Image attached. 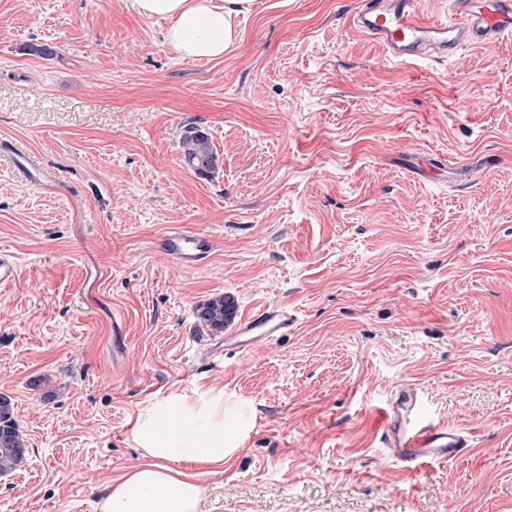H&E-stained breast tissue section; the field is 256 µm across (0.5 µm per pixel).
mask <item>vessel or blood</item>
<instances>
[{
	"mask_svg": "<svg viewBox=\"0 0 512 512\" xmlns=\"http://www.w3.org/2000/svg\"><path fill=\"white\" fill-rule=\"evenodd\" d=\"M449 21H426L421 0H357L350 17L351 27L376 43L394 62L403 63L430 56L452 59L467 46L489 47L512 36V0H451ZM497 160L487 157L480 166L449 164L447 159L418 156L416 175L443 184L457 181L460 172L495 168ZM163 251L177 265L198 268L210 258L214 241L202 232L173 231L162 241ZM296 317L287 309L266 306L237 323L226 346L244 352L258 343L287 335ZM382 439L389 459L401 469L456 459L474 446L472 436L420 415L417 389L401 384L383 416Z\"/></svg>",
	"mask_w": 512,
	"mask_h": 512,
	"instance_id": "1",
	"label": "vessel or blood"
}]
</instances>
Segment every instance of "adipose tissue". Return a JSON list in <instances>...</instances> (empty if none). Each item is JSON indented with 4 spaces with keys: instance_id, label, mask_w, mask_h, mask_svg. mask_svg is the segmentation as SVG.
<instances>
[{
    "instance_id": "adipose-tissue-1",
    "label": "adipose tissue",
    "mask_w": 512,
    "mask_h": 512,
    "mask_svg": "<svg viewBox=\"0 0 512 512\" xmlns=\"http://www.w3.org/2000/svg\"><path fill=\"white\" fill-rule=\"evenodd\" d=\"M251 0H132L140 16L166 20V42L180 55L223 58L239 39L235 19ZM248 403L223 387L197 384L155 397L135 414L138 464L112 480L96 512H200L204 475L223 468L254 427Z\"/></svg>"
}]
</instances>
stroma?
<instances>
[{
	"mask_svg": "<svg viewBox=\"0 0 512 512\" xmlns=\"http://www.w3.org/2000/svg\"><path fill=\"white\" fill-rule=\"evenodd\" d=\"M354 8L253 0L201 62L130 0H0V394L29 449L0 512H95L138 408L196 383L256 410L201 512H512V37L394 63ZM189 123L209 175L181 160ZM424 153L500 164L448 188ZM176 229L211 235L205 266L162 252ZM220 295L297 323L225 349L195 316ZM401 382L474 451L386 458ZM184 165L198 175H208L216 165L218 155L208 133L200 126H187L181 136Z\"/></svg>",
	"mask_w": 512,
	"mask_h": 512,
	"instance_id": "35a3bbf8",
	"label": "stroma"
}]
</instances>
